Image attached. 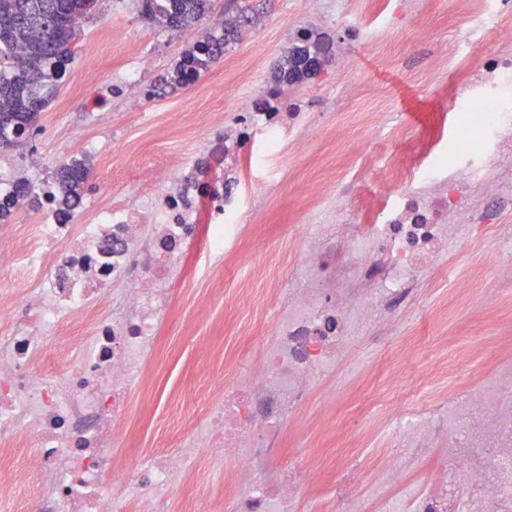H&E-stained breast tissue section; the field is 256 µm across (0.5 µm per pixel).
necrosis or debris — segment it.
<instances>
[{
    "label": "necrosis or debris",
    "instance_id": "necrosis-or-debris-1",
    "mask_svg": "<svg viewBox=\"0 0 512 512\" xmlns=\"http://www.w3.org/2000/svg\"><path fill=\"white\" fill-rule=\"evenodd\" d=\"M506 0H476L477 21L449 54L478 56L465 80L478 105L484 138L453 142L449 153L426 143L423 159L404 163L382 153L370 162L387 193L365 223L350 224V196L336 192L324 221L306 225L304 246L278 289L279 313L259 343L254 368L219 386L206 428L187 430L180 448L129 467L116 443L133 420L131 398L145 390L152 351L174 286L199 229L220 258L247 235L239 223L245 195L236 176L243 126L266 146L287 138L277 116L257 112L241 125L221 115L208 124L224 150V169L196 176L195 158L146 172L135 200L115 199L85 225L68 223L47 204L35 223L0 231V264L24 287L0 298V456L15 441L33 445L28 462L0 478V499L19 485L35 489L21 512H162L169 491L192 474L200 451L225 469V512H300L312 474L278 448L309 396L323 389L356 335L391 330L426 276L445 267L447 248L469 256L480 240L512 237V27ZM24 318H16V307ZM86 334L57 368L39 362L61 326ZM410 418L395 445L436 453L439 486L418 481L397 494L410 465L392 455L381 477L391 495L369 499L337 484L324 512H512V369H500L491 391L451 396Z\"/></svg>",
    "mask_w": 512,
    "mask_h": 512
}]
</instances>
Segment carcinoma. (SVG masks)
<instances>
[{
  "label": "carcinoma",
  "instance_id": "1",
  "mask_svg": "<svg viewBox=\"0 0 512 512\" xmlns=\"http://www.w3.org/2000/svg\"><path fill=\"white\" fill-rule=\"evenodd\" d=\"M142 16L163 28L186 31L211 12L212 0H135ZM98 0H0V151L16 146L30 132L40 113L59 91V80L74 61L73 40L80 35L83 20L95 10ZM253 17L240 9L224 21L218 34L194 42L174 68L159 79L161 88L175 89L193 82L201 72L224 56L242 28ZM329 62L324 44L313 32L303 30L288 49L285 62L273 72L270 96L316 78ZM86 179L82 163L74 161L58 169L60 204L79 203ZM31 190L20 179L12 194L0 200V219L7 217Z\"/></svg>",
  "mask_w": 512,
  "mask_h": 512
}]
</instances>
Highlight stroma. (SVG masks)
<instances>
[{
	"label": "stroma",
	"instance_id": "obj_1",
	"mask_svg": "<svg viewBox=\"0 0 512 512\" xmlns=\"http://www.w3.org/2000/svg\"><path fill=\"white\" fill-rule=\"evenodd\" d=\"M406 2L403 17L387 29L384 0H346V22L323 17L316 0H236L252 8L253 25L195 82L163 93L154 91L156 79L212 31L211 21L174 32L142 18L134 0H99L81 24L75 59L41 112L37 132L0 153V172L21 175L36 154L54 175L86 143L105 145L109 161L89 168L84 208L68 213L70 223L83 224L87 203L134 197L142 174L154 166H173L190 154L219 165L206 113H223L230 122L255 111L299 30L325 36L334 48L329 67L277 101L281 113H301L307 153H297L287 141L266 157L258 135L240 141L239 175L260 182L241 217L248 236L220 268L203 259L206 238L193 247L185 284L174 295L153 353L150 386L135 395L132 427L117 443L125 460L177 450L185 431L200 425L204 399L219 381L242 377L255 364L257 342L275 306L270 271L302 247L301 227L325 195L348 192L358 221L365 201L383 193V185L358 168L360 157L374 155L375 146L355 141L353 121L385 114L404 131L396 146L407 155L418 153L439 128L449 141L481 137L473 114L462 106L464 62L431 58L414 40L422 24L438 43L462 32L466 21L458 0ZM141 53L155 65L138 82H128ZM502 363L512 364V267H471L449 252L446 268L425 280L396 333L383 334L376 344H354L338 369L343 385L333 407L315 393L304 410L305 427L286 428L280 452L311 470L307 496L313 502L329 498L354 456L361 463L357 490L373 493L392 453L384 430L393 408L431 407L486 388ZM206 469L199 464L195 475L174 487L164 512H224L220 496L209 507L201 505L197 485Z\"/></svg>",
	"mask_w": 512,
	"mask_h": 512
}]
</instances>
